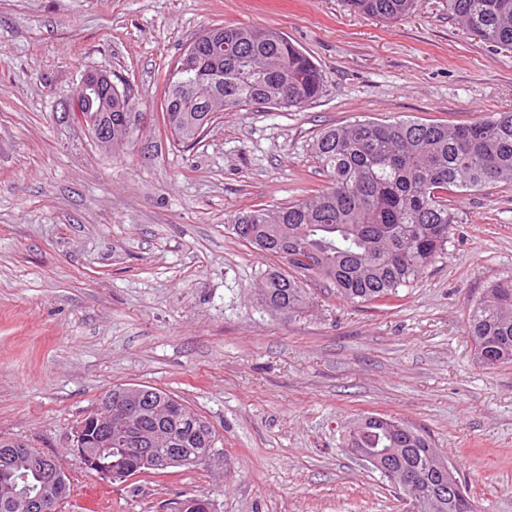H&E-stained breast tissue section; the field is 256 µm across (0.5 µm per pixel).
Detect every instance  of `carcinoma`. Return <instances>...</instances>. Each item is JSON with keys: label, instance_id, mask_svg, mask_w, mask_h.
Instances as JSON below:
<instances>
[{"label": "carcinoma", "instance_id": "carcinoma-1", "mask_svg": "<svg viewBox=\"0 0 512 512\" xmlns=\"http://www.w3.org/2000/svg\"><path fill=\"white\" fill-rule=\"evenodd\" d=\"M357 11L385 20H401L418 7V0H349ZM448 14L481 40L512 47V0H448ZM224 40L213 51L200 46V57L215 65L208 80L198 81L190 64L179 61L170 74L162 112L165 131L182 143L204 130L209 102H224L233 111L253 104L276 110H299L323 93L321 71L313 60L275 30L250 26L222 27ZM90 125L112 123V139L133 138L136 108L127 89L112 98L94 95L78 100ZM327 177V185L286 206L256 205L224 219L235 236L261 253L278 258L288 272L273 268L264 274L261 295L272 309L288 313L308 304L307 283L321 280L351 302L388 305L398 289L417 281L448 248L458 214L448 195L477 191L489 183L512 184V112H491L471 123L448 125L402 119L379 122L355 120L327 127L311 145ZM465 333L479 362L488 369L512 364V279L491 284L469 307ZM125 386H115L112 428L130 417L119 400ZM150 404L151 420L163 425L170 441L153 446L156 460L169 458V448L181 449L176 467H195L217 453L218 437L208 421L183 406L170 411L171 394L159 389ZM372 425L363 416L343 436V447L359 454L373 448L400 449L402 471L413 479L415 512H477L467 488L454 469L430 470L436 457L430 440L415 428L387 415ZM83 450L97 459L100 471L122 480L132 470L146 473L132 455L97 440L94 421L81 420ZM11 453L25 461L22 468L0 463V486H20L34 493L42 468L59 461L18 440H8ZM452 484L455 491L441 505L425 498L426 483ZM180 512H208V496L193 495Z\"/></svg>", "mask_w": 512, "mask_h": 512}]
</instances>
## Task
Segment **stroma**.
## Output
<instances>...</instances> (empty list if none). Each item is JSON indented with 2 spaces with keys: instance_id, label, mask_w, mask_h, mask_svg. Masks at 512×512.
Masks as SVG:
<instances>
[{
  "instance_id": "stroma-1",
  "label": "stroma",
  "mask_w": 512,
  "mask_h": 512,
  "mask_svg": "<svg viewBox=\"0 0 512 512\" xmlns=\"http://www.w3.org/2000/svg\"><path fill=\"white\" fill-rule=\"evenodd\" d=\"M285 33L324 78L297 111L224 113L185 148L163 130L170 70L204 28ZM89 70L139 100L121 155L71 119ZM512 112V51L474 39L448 0L383 21L347 0H0V436L58 459L61 512H403L344 448L354 419L425 431L477 505L512 512V365L479 362L470 303L512 277V185L452 196L448 250L386 306L316 283L304 311L266 306L276 258L224 219L303 198L326 178L310 148L360 119L472 122ZM170 392L214 427L192 468L126 481L89 473L73 425L116 385Z\"/></svg>"
}]
</instances>
